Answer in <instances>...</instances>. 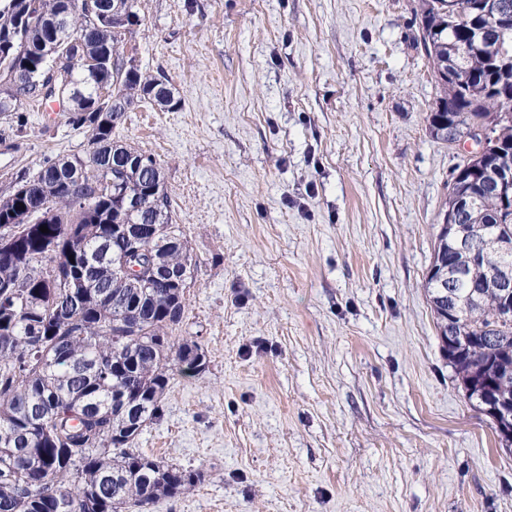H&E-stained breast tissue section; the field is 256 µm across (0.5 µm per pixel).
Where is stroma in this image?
<instances>
[{
    "label": "stroma",
    "mask_w": 512,
    "mask_h": 512,
    "mask_svg": "<svg viewBox=\"0 0 512 512\" xmlns=\"http://www.w3.org/2000/svg\"><path fill=\"white\" fill-rule=\"evenodd\" d=\"M125 40L180 105L115 137L152 154L196 261L176 374L138 451L201 484L152 512H512V454L466 398L424 281L462 147L418 0H138ZM0 115V195L84 152L57 104Z\"/></svg>",
    "instance_id": "stroma-1"
}]
</instances>
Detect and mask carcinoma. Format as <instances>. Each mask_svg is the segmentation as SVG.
<instances>
[{"label":"carcinoma","instance_id":"obj_1","mask_svg":"<svg viewBox=\"0 0 512 512\" xmlns=\"http://www.w3.org/2000/svg\"><path fill=\"white\" fill-rule=\"evenodd\" d=\"M69 4L0 0V67L26 75L12 97L0 95V113L53 99L44 89L51 59L42 42L46 26L58 23L75 60L66 121L89 131L86 152L47 157L0 196V226L24 217L22 204L52 205L0 255V512H150L203 481L198 470L132 448L161 418L176 366L190 371L206 356L195 342L175 343L177 323L167 320L172 309L185 313L194 262L157 160L114 138L127 109L97 112L87 101L104 85L163 111L179 101L124 55L137 0H122L123 15L97 26ZM502 12L512 14V0H421V46L444 92L429 118L431 136L460 139L474 125L492 135L479 159L455 169L446 215L457 197L512 161V29H493ZM127 153L144 165L114 168ZM128 190L138 207L122 204ZM467 223L476 233L512 235V200L479 196ZM139 225L132 250L123 231ZM502 264L487 252L449 290L429 281L425 288L437 328L444 311L456 310L450 332L462 350L449 364L461 387L491 378L512 397V315L496 291L471 287ZM122 265L134 271L126 276ZM124 322L138 325L135 335L112 334Z\"/></svg>","mask_w":512,"mask_h":512}]
</instances>
